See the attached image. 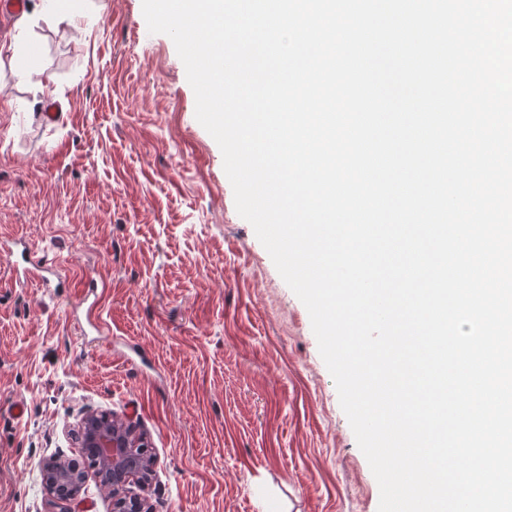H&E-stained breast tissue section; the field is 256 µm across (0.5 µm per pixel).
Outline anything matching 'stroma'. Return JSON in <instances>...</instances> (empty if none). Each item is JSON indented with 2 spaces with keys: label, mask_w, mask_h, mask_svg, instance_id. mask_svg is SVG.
<instances>
[{
  "label": "stroma",
  "mask_w": 512,
  "mask_h": 512,
  "mask_svg": "<svg viewBox=\"0 0 512 512\" xmlns=\"http://www.w3.org/2000/svg\"><path fill=\"white\" fill-rule=\"evenodd\" d=\"M39 2L0 36V240L26 238L65 286L16 281L0 255V512H59L56 452L86 476L84 512H112L76 440L89 412L145 435L153 512H378L309 313L237 213L172 39L142 0Z\"/></svg>",
  "instance_id": "stroma-1"
}]
</instances>
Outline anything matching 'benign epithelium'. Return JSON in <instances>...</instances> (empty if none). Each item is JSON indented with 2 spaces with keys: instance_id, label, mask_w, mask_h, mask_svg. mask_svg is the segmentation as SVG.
<instances>
[{
  "instance_id": "1",
  "label": "benign epithelium",
  "mask_w": 512,
  "mask_h": 512,
  "mask_svg": "<svg viewBox=\"0 0 512 512\" xmlns=\"http://www.w3.org/2000/svg\"><path fill=\"white\" fill-rule=\"evenodd\" d=\"M81 447L92 449L95 468L112 471V512H152L130 487L142 484L151 475L152 460L144 455L146 439L131 425L96 413L86 414L79 426ZM85 478L60 455L47 458L43 466V486L61 512H73Z\"/></svg>"
}]
</instances>
